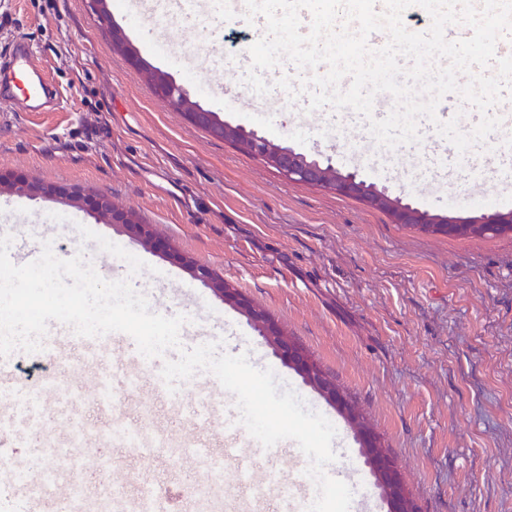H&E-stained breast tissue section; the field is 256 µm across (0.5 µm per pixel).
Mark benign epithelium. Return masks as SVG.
Masks as SVG:
<instances>
[{
  "label": "benign epithelium",
  "mask_w": 512,
  "mask_h": 512,
  "mask_svg": "<svg viewBox=\"0 0 512 512\" xmlns=\"http://www.w3.org/2000/svg\"><path fill=\"white\" fill-rule=\"evenodd\" d=\"M151 83L173 108L187 113L189 121L193 125L221 127L224 139L240 140V146L244 150L270 164L288 180L324 188L343 196L365 199L378 208L390 211L397 224H459L461 222L467 224H512V211L483 214L461 221L403 204L376 191L372 185L357 178L354 174L341 175L329 164L324 166L315 161H309L291 149L275 145L253 133L247 134L237 127L219 121L216 113L191 102L187 96L179 98L168 94L160 81L153 79ZM5 185L23 191L31 197L54 196L68 201H83L90 206L92 213L98 219L122 225L150 248H154L158 244L149 225L140 223L135 211L114 208L112 200L105 194H93L72 187L47 186L26 180L5 182L0 179V190ZM182 264L192 273L193 277L203 282L216 295L224 298L225 302L243 313L275 348L276 352L329 404L343 411L345 417L353 418V413L348 410L349 401L343 392L333 381L325 378L319 372L317 362L294 343L264 310L251 304L237 289L228 287L227 283L217 278L210 268L186 257L182 258ZM358 441L362 454L372 465L373 475L387 499L390 512H414V501L400 479L391 454L383 447L378 436L373 431L360 427L358 428Z\"/></svg>",
  "instance_id": "7a95c632"
}]
</instances>
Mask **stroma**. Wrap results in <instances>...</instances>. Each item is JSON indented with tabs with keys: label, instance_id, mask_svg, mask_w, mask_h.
Returning a JSON list of instances; mask_svg holds the SVG:
<instances>
[{
	"label": "stroma",
	"instance_id": "1",
	"mask_svg": "<svg viewBox=\"0 0 512 512\" xmlns=\"http://www.w3.org/2000/svg\"><path fill=\"white\" fill-rule=\"evenodd\" d=\"M110 17L153 67L201 107L307 159L357 174L379 192L432 212L474 217L499 211L501 182L466 153L440 181L421 145L388 148L367 129L345 126L308 95L290 99L274 70L258 96L234 53L250 46L224 19L212 29L161 8ZM21 36L56 84L50 112L0 106V175L108 195L136 210L170 251L147 248L123 226L99 221L82 203L0 191V235L24 265L44 242L69 259L83 254L108 281L130 279L151 312L185 315L179 348L214 342L220 353L257 347L272 369L336 429L335 468L373 484L353 429L282 360L236 308L195 279L188 256L264 309L348 395L395 459L419 512H512V234L432 235L394 223L365 201L303 183L188 123L115 50L88 0H0V44ZM17 380L47 375L85 387L77 362L16 351ZM159 425L221 443L217 427L192 429L198 401L234 402L217 378L184 381ZM113 469L161 487L196 477L188 459L157 448L112 457Z\"/></svg>",
	"mask_w": 512,
	"mask_h": 512
}]
</instances>
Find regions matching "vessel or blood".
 <instances>
[{
    "mask_svg": "<svg viewBox=\"0 0 512 512\" xmlns=\"http://www.w3.org/2000/svg\"><path fill=\"white\" fill-rule=\"evenodd\" d=\"M178 9L193 16L200 26L206 27L222 15H232L235 21L245 19L244 12H231L227 0H177ZM57 96V89L47 76L44 66L31 50L28 42L16 38L0 45V104L19 108L23 112L50 111ZM113 339L128 350V359L119 376L98 369V406L111 410V400L116 389L138 391L145 379H153L157 390H165L157 359H145L132 337L114 333ZM82 342L85 360L92 365L98 358L93 353L94 339H78L72 329L63 335L44 338L43 353L49 358L64 357L68 343ZM13 369L0 358V443L24 447L39 443L44 448H170L177 455L187 457L195 464L201 475H208L222 465L224 456L241 454L243 444L235 434L239 429L235 414H218L215 408L205 407L200 416L204 419H219L226 439L223 453H215L210 442L201 436H191L173 441L163 429L155 424L139 422L129 426L114 420L111 432L100 434L82 428L76 414V406L82 399L79 390L61 388L56 380L44 379L34 386L22 401H15ZM314 483L306 475L288 476L280 469L269 467L263 470L241 466L224 481V490L242 491L247 502L261 507L269 501L278 502L282 512H307L315 500ZM20 494L16 499L18 512H41L43 505L59 499L65 512H88V501L82 484L73 482L61 485L56 469L43 470L38 483L20 480ZM112 512H175L176 504L168 491L147 483L137 496H129L124 485L113 484L111 491Z\"/></svg>",
    "mask_w": 512,
    "mask_h": 512,
    "instance_id": "obj_1",
    "label": "vessel or blood"
}]
</instances>
